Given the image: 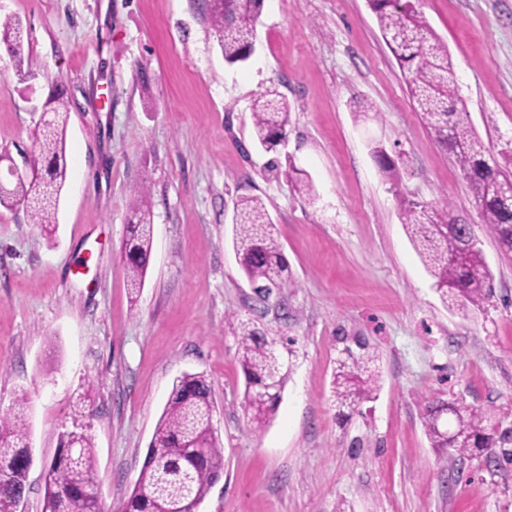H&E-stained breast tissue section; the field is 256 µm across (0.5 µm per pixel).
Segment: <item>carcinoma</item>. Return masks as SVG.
Returning <instances> with one entry per match:
<instances>
[{"label": "carcinoma", "mask_w": 512, "mask_h": 512, "mask_svg": "<svg viewBox=\"0 0 512 512\" xmlns=\"http://www.w3.org/2000/svg\"><path fill=\"white\" fill-rule=\"evenodd\" d=\"M213 25L221 33L220 46L229 65L244 63L253 55L255 25L264 0H207ZM386 44L399 62L415 110L434 142L452 153L481 209L487 232L503 258L512 260V172L485 147L470 124L459 116L460 102L447 44L436 34L415 0H367ZM0 43L13 58L18 72L31 71L36 62L23 53L18 25L0 31ZM46 105L53 120L44 126L38 145L25 157L30 177L0 191V206L26 204L31 220L45 229L55 225V215L65 185L69 160L65 126L68 105L52 88ZM253 125L260 146L273 152L286 138L289 124L287 100L267 90L253 104ZM383 174L398 177V166L384 148L373 149ZM403 224L430 274L442 302L480 310L493 295V273L480 246L468 248L469 226L452 216L448 200L433 206L404 201ZM153 238L152 204L142 193L131 204L123 244L124 261L132 293L144 282ZM233 245L238 264L262 299L288 282V266L275 236V224L258 197H241L233 218ZM375 356L343 350L337 360L332 397L340 409H354L378 389ZM240 363L245 378L241 408L258 431L274 414L288 371L273 342L248 325H241ZM212 386L201 373H185L172 386L156 424L139 479L115 512H165L179 505L190 510L205 499L224 473V448L212 424ZM451 418L443 426V408L429 405L424 425L431 446L446 448L460 458L505 443L485 433V411L463 400L448 405ZM28 426L22 413L0 415V496L5 503L24 497L31 464ZM96 456L92 437L83 430L66 433L49 465L44 512H95L93 474Z\"/></svg>", "instance_id": "1"}]
</instances>
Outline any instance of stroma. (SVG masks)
<instances>
[{"label": "stroma", "mask_w": 512, "mask_h": 512, "mask_svg": "<svg viewBox=\"0 0 512 512\" xmlns=\"http://www.w3.org/2000/svg\"><path fill=\"white\" fill-rule=\"evenodd\" d=\"M421 9L448 45L464 121L494 155L512 152V0ZM8 22L22 24L37 65L24 75L0 53V154L23 164L54 85L69 105L54 230L24 206L0 207V411L27 416L33 458L22 512H43L46 466L78 427L113 512L186 372L211 382L224 448L199 512H512V463L441 453L422 420L425 404L461 398L512 430V263L415 112L367 0H264L241 66L225 64L205 0H0ZM268 88L290 107L272 154L252 118ZM378 144L399 179L380 172ZM144 189L153 246L135 297L122 243ZM241 196L265 203L292 280L266 300L233 250ZM405 196L449 200L473 225L494 274L482 310L441 301L406 235ZM247 320L288 369L260 431L240 407ZM358 341L378 360L380 389L342 413L331 382Z\"/></svg>", "instance_id": "stroma-1"}]
</instances>
